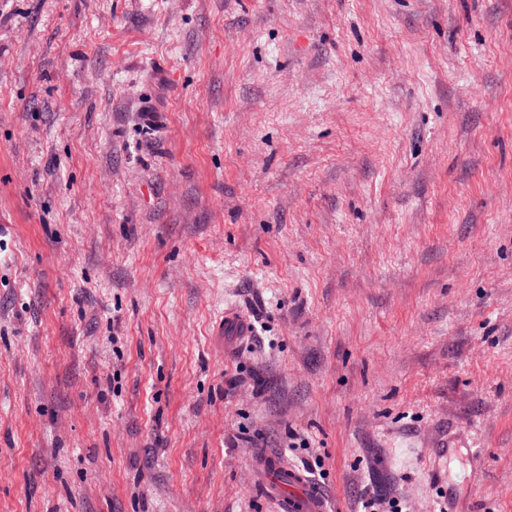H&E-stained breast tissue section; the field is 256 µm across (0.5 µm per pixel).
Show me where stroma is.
Instances as JSON below:
<instances>
[{
  "instance_id": "35a3bbf8",
  "label": "stroma",
  "mask_w": 512,
  "mask_h": 512,
  "mask_svg": "<svg viewBox=\"0 0 512 512\" xmlns=\"http://www.w3.org/2000/svg\"><path fill=\"white\" fill-rule=\"evenodd\" d=\"M259 452L512 512V0H0V512H279Z\"/></svg>"
}]
</instances>
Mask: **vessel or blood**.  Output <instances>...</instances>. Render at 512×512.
<instances>
[{
	"label": "vessel or blood",
	"instance_id": "obj_1",
	"mask_svg": "<svg viewBox=\"0 0 512 512\" xmlns=\"http://www.w3.org/2000/svg\"><path fill=\"white\" fill-rule=\"evenodd\" d=\"M254 464L281 512H328L325 499L300 471L284 466L278 457L267 453L256 455Z\"/></svg>",
	"mask_w": 512,
	"mask_h": 512
}]
</instances>
